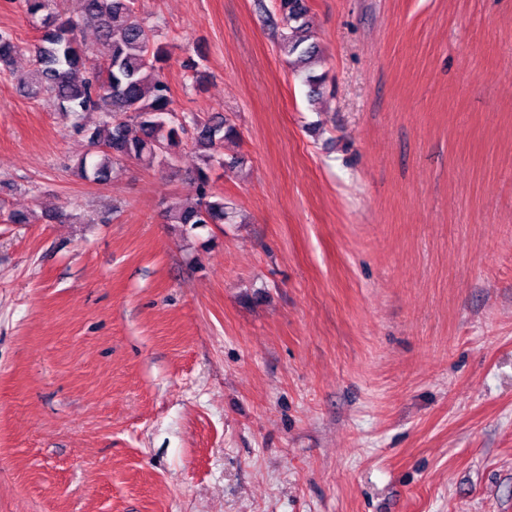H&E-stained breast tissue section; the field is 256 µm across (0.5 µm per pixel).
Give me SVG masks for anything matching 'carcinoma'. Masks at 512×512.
I'll list each match as a JSON object with an SVG mask.
<instances>
[{
    "label": "carcinoma",
    "instance_id": "1",
    "mask_svg": "<svg viewBox=\"0 0 512 512\" xmlns=\"http://www.w3.org/2000/svg\"><path fill=\"white\" fill-rule=\"evenodd\" d=\"M138 0H76L71 13L62 11L59 0H23L25 13L40 21L42 35L35 46L31 68L18 77L19 84L36 94H49L60 112L80 117L86 112L102 114L91 132L93 148L82 157V177L97 182L109 180L115 165L137 160L148 167L170 165L187 122L175 116L164 67L169 51L158 41L153 27L137 17ZM280 47L285 55H297L300 62H318L317 45L308 19L305 0H278ZM95 22L105 60L87 67V57L77 37L78 19ZM19 50L13 35L0 30V65L10 67ZM194 146L202 153V166L195 171V201L172 207L167 217L172 224L197 227L226 224L234 220L224 196L212 188L211 150L236 134L230 120L217 116L202 122L190 117Z\"/></svg>",
    "mask_w": 512,
    "mask_h": 512
}]
</instances>
